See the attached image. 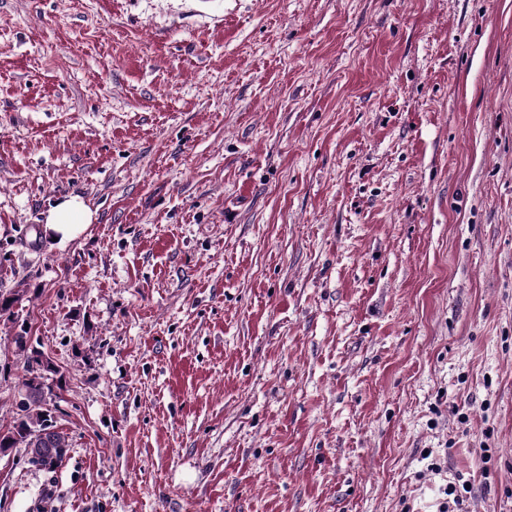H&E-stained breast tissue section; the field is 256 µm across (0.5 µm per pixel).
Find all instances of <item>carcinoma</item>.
<instances>
[{
    "instance_id": "1",
    "label": "carcinoma",
    "mask_w": 512,
    "mask_h": 512,
    "mask_svg": "<svg viewBox=\"0 0 512 512\" xmlns=\"http://www.w3.org/2000/svg\"><path fill=\"white\" fill-rule=\"evenodd\" d=\"M22 297L23 292L19 290L1 292L0 318H11L14 305ZM13 340L23 359L25 393L12 421L0 426V455L22 448L29 463L53 472L65 463L71 443L68 434L54 424L52 411L47 407L46 395L50 387L46 384V374L53 371L52 363L30 344L25 325L18 326Z\"/></svg>"
}]
</instances>
